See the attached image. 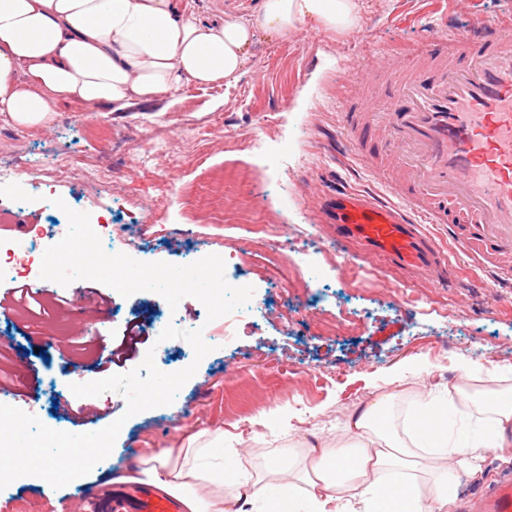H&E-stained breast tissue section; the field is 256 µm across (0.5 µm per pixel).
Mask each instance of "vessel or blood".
Here are the masks:
<instances>
[{"label":"vessel or blood","instance_id":"vessel-or-blood-1","mask_svg":"<svg viewBox=\"0 0 512 512\" xmlns=\"http://www.w3.org/2000/svg\"><path fill=\"white\" fill-rule=\"evenodd\" d=\"M337 121L357 156L394 197L337 187L326 206L341 239L422 270L434 259L423 224L466 233L477 254L512 268V31L490 23L476 37L443 34L413 56L356 64ZM474 512H512V477ZM97 512H181L153 486L113 487Z\"/></svg>","mask_w":512,"mask_h":512}]
</instances>
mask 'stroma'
<instances>
[{"label":"stroma","instance_id":"35a3bbf8","mask_svg":"<svg viewBox=\"0 0 512 512\" xmlns=\"http://www.w3.org/2000/svg\"><path fill=\"white\" fill-rule=\"evenodd\" d=\"M204 22L232 11L257 19L259 0H181ZM361 24L345 33L300 26L288 41L259 38L231 86L179 91L128 110L88 115L61 105L50 127L17 125L0 115V201L22 199L23 209L0 222V239L15 246L13 262L26 264L32 226L52 223L45 191L74 210L104 216L111 250L142 262L186 265L221 253L247 260L239 271L252 286L257 310L240 309L207 321L195 298L170 308L158 294L121 296L88 323L69 318L71 304L87 302L93 283L78 280L53 291L67 300L40 333L17 310L0 312V334L14 337V387L28 390L27 413L51 429L75 432L58 400L84 407L88 432L101 416L124 425L106 459L83 476L86 491L100 493L132 468L146 449L181 448L204 432L223 434L226 449H247L250 470L269 484L268 458L300 471L314 442L347 444L352 413L381 393L394 396L391 412L403 423L416 391L438 398L458 384L483 391L497 367L512 364V271L496 270L448 236L444 224L424 225L439 255L435 268L412 271L341 240L318 205L336 184L375 198L387 190L369 174L340 132L336 110L353 61L383 53L407 54L447 32L470 36L488 21L512 24V0H361ZM208 129L206 139L194 130ZM77 155L81 165L49 180L54 156ZM111 172L109 183L86 180L85 163ZM194 201L180 205L181 197ZM280 224L271 246L257 243L254 216ZM277 252L297 278L287 296L270 277L269 252ZM140 323L146 332L130 344L117 373L153 353L165 373L197 364L173 404L124 418L116 392L73 396L70 386L98 380L92 355L73 352L72 336H122ZM202 329L213 350L195 360L182 339L159 341L164 325ZM512 474V449L489 453L477 477L455 472L454 512H466L471 494ZM74 485L53 489L35 476L0 490V512H65Z\"/></svg>","mask_w":512,"mask_h":512}]
</instances>
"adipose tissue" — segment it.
Segmentation results:
<instances>
[{
  "label": "adipose tissue",
  "instance_id": "1",
  "mask_svg": "<svg viewBox=\"0 0 512 512\" xmlns=\"http://www.w3.org/2000/svg\"><path fill=\"white\" fill-rule=\"evenodd\" d=\"M361 0H261L257 20L229 15L206 25L180 0H0V114L20 125H49L61 104L86 112L126 111L190 82L208 87L232 83L256 37L287 41L304 24L327 32L358 29ZM392 394H382L350 418L362 441L345 449L317 446L307 456L301 483L285 484L266 512H288L302 497L308 512H448L454 471L478 473L485 454L512 447V387L474 400L460 385L443 404L420 400L412 425L380 427ZM470 407L483 421L479 438L449 443L445 408ZM213 445L166 448L142 456L125 480L146 482L179 499L184 512H244L263 498L264 487L232 454L221 469L202 459ZM212 487L200 496L201 484ZM264 499V498H263Z\"/></svg>",
  "mask_w": 512,
  "mask_h": 512
}]
</instances>
